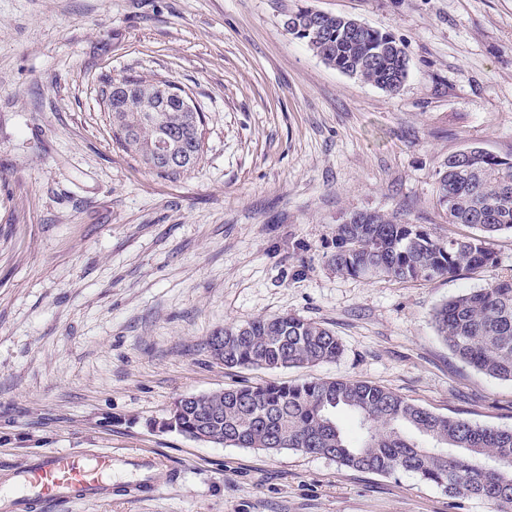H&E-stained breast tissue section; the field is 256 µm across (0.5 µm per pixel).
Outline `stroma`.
Segmentation results:
<instances>
[{"label":"stroma","mask_w":512,"mask_h":512,"mask_svg":"<svg viewBox=\"0 0 512 512\" xmlns=\"http://www.w3.org/2000/svg\"><path fill=\"white\" fill-rule=\"evenodd\" d=\"M300 7L391 33L398 94L327 65L284 21ZM156 76L203 115L192 169L158 174L115 141L105 79ZM477 145L512 155V0H0V489L50 449L158 457L153 491L51 512H498L409 472L164 427L184 396L357 379L434 413L512 428V382L461 363L434 309L512 275L399 282L336 273L337 224L394 213L463 236L437 173ZM295 315L343 352L308 368L227 367L221 328Z\"/></svg>","instance_id":"1"}]
</instances>
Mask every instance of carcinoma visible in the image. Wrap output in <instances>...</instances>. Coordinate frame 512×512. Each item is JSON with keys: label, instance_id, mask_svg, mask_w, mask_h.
<instances>
[{"label": "carcinoma", "instance_id": "obj_1", "mask_svg": "<svg viewBox=\"0 0 512 512\" xmlns=\"http://www.w3.org/2000/svg\"><path fill=\"white\" fill-rule=\"evenodd\" d=\"M351 18L323 14L305 25V42L336 70L396 93L408 77V59L386 31L373 27L352 36ZM113 86L112 133L142 165L167 175L194 167L202 153V120L182 99L149 78L122 77ZM166 137L188 160L156 165L152 156ZM448 156L438 172L437 202L448 223L479 230L472 236H434L395 214L357 213L336 225L328 262L357 278L399 281L453 277L496 265L488 239L512 232V156L479 146ZM438 335L465 365L494 379L512 381V277L458 295L433 313ZM224 342V365L268 369L311 367L342 354L334 333L294 316L256 318L226 326L210 348ZM351 416L349 435L336 419ZM181 433L208 434L228 446L269 452L297 450L381 475L412 472L441 486L448 496L478 497L512 507V428H494L435 414L383 387L356 380L306 379L294 384L226 388L197 396L183 407Z\"/></svg>", "mask_w": 512, "mask_h": 512}]
</instances>
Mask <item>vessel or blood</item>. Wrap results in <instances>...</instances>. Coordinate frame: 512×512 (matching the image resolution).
Wrapping results in <instances>:
<instances>
[{
	"label": "vessel or blood",
	"mask_w": 512,
	"mask_h": 512,
	"mask_svg": "<svg viewBox=\"0 0 512 512\" xmlns=\"http://www.w3.org/2000/svg\"><path fill=\"white\" fill-rule=\"evenodd\" d=\"M127 465L134 468L141 488H151L157 461L149 455L130 456ZM112 457L107 453L87 459L82 453L47 452L37 457L19 474L24 494L12 497L10 512H29L36 505L77 502L107 495L112 484Z\"/></svg>",
	"instance_id": "vessel-or-blood-1"
}]
</instances>
